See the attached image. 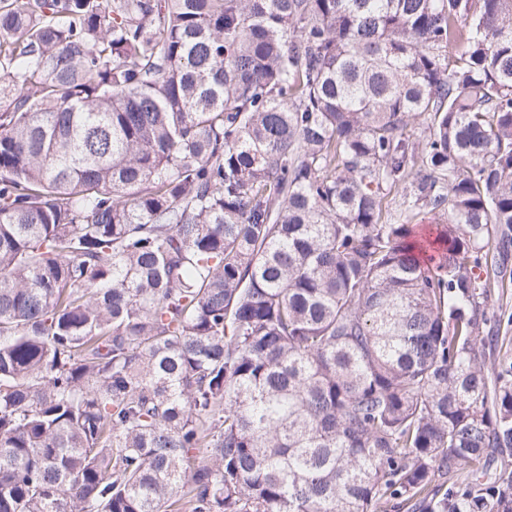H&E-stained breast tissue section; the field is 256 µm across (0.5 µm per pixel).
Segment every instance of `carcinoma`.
I'll return each mask as SVG.
<instances>
[{
  "label": "carcinoma",
  "instance_id": "cac0c4a2",
  "mask_svg": "<svg viewBox=\"0 0 512 512\" xmlns=\"http://www.w3.org/2000/svg\"><path fill=\"white\" fill-rule=\"evenodd\" d=\"M511 272L512 0H0V512H512ZM493 308L501 314V326L498 333V344L493 351L492 359L512 361V281L505 280L503 288L495 289Z\"/></svg>",
  "mask_w": 512,
  "mask_h": 512
}]
</instances>
